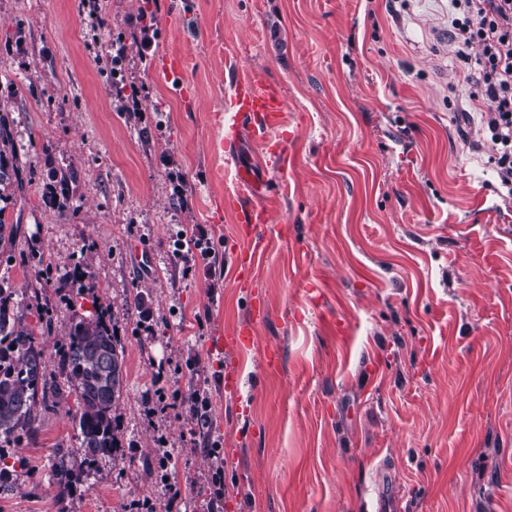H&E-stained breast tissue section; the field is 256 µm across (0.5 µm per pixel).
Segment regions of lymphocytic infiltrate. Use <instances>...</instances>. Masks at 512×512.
I'll return each instance as SVG.
<instances>
[{
  "mask_svg": "<svg viewBox=\"0 0 512 512\" xmlns=\"http://www.w3.org/2000/svg\"><path fill=\"white\" fill-rule=\"evenodd\" d=\"M454 55L470 64L468 99L497 146L491 163L512 193V0H450Z\"/></svg>",
  "mask_w": 512,
  "mask_h": 512,
  "instance_id": "obj_1",
  "label": "lymphocytic infiltrate"
}]
</instances>
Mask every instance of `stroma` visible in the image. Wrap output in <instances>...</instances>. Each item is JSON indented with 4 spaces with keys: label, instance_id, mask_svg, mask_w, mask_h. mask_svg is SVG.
Returning <instances> with one entry per match:
<instances>
[{
    "label": "stroma",
    "instance_id": "obj_1",
    "mask_svg": "<svg viewBox=\"0 0 512 512\" xmlns=\"http://www.w3.org/2000/svg\"><path fill=\"white\" fill-rule=\"evenodd\" d=\"M101 7L98 25L87 0H0L20 177L0 199L15 230L0 292L35 329L52 390L8 452L18 481L0 512H204L207 438L223 446L220 512H362L385 484L398 512H512V198L490 138L476 151L467 139L478 107L448 51V0ZM173 59L181 93L158 71ZM247 70L285 97L287 167L247 131L235 158L219 148ZM238 194L288 230L256 270L266 317L234 355L232 393L212 339L248 316L232 263L253 240L225 204ZM198 228L213 252L187 269L174 240ZM100 306L125 389L117 456L88 464L56 350ZM160 389L204 390L210 406L156 411ZM60 451L75 474L64 498Z\"/></svg>",
    "mask_w": 512,
    "mask_h": 512
}]
</instances>
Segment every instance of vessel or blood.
I'll use <instances>...</instances> for the list:
<instances>
[{
    "label": "vessel or blood",
    "instance_id": "1",
    "mask_svg": "<svg viewBox=\"0 0 512 512\" xmlns=\"http://www.w3.org/2000/svg\"><path fill=\"white\" fill-rule=\"evenodd\" d=\"M282 110L283 97L278 89L267 85L262 78L253 74L238 79L225 122L227 133L221 141L226 153L235 154L240 135L246 130L260 134L265 139H273L280 124ZM233 208L237 223L249 224L256 229L263 227V211L240 200L234 201ZM258 262L259 249L255 246L240 250L235 256L237 283L250 299L249 318L231 336L216 337V345L224 346L226 351L245 346L251 339L255 323L266 316L261 291L252 276Z\"/></svg>",
    "mask_w": 512,
    "mask_h": 512
}]
</instances>
